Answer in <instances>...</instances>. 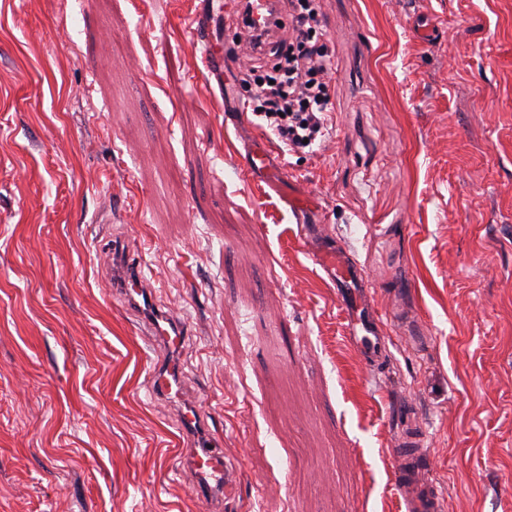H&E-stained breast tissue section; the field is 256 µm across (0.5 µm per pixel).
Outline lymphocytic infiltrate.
Here are the masks:
<instances>
[{
  "mask_svg": "<svg viewBox=\"0 0 512 512\" xmlns=\"http://www.w3.org/2000/svg\"><path fill=\"white\" fill-rule=\"evenodd\" d=\"M292 35L287 44L266 43L250 57L249 72L267 67L274 58L287 55V90L269 83L255 85V112L285 146L316 144L329 134L332 111L328 78L333 60L322 41L320 0H285Z\"/></svg>",
  "mask_w": 512,
  "mask_h": 512,
  "instance_id": "1",
  "label": "lymphocytic infiltrate"
}]
</instances>
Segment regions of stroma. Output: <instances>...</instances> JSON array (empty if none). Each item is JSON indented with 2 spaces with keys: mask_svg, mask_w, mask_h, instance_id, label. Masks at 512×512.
Masks as SVG:
<instances>
[{
  "mask_svg": "<svg viewBox=\"0 0 512 512\" xmlns=\"http://www.w3.org/2000/svg\"><path fill=\"white\" fill-rule=\"evenodd\" d=\"M199 6L0 0V512H204L99 264L116 245L193 332L224 512H399L400 404L446 512H512V0H323L332 129L291 151L225 126L251 92L234 62L210 87ZM260 139L368 281L387 373L240 171Z\"/></svg>",
  "mask_w": 512,
  "mask_h": 512,
  "instance_id": "35a3bbf8",
  "label": "stroma"
}]
</instances>
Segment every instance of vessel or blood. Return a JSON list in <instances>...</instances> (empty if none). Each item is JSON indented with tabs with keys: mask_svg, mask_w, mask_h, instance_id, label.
Here are the masks:
<instances>
[{
	"mask_svg": "<svg viewBox=\"0 0 512 512\" xmlns=\"http://www.w3.org/2000/svg\"><path fill=\"white\" fill-rule=\"evenodd\" d=\"M280 20L277 0H246L241 11L243 28L269 40L285 39ZM215 24L213 10L201 11L194 15L190 31L205 48L208 76L220 84L224 81V48L213 39ZM243 171L246 176L263 182L276 180L283 174L282 168L273 166L270 150L262 141L247 151ZM310 202L308 193L298 189L289 191L288 209L295 223L312 222ZM308 250L336 290L347 321L349 343L368 364H376L386 348L385 320L371 299L361 271L342 245L314 243ZM120 286L129 302L140 298L151 302L156 299L154 288L139 272L127 271ZM142 332L152 337L157 346L154 358L146 367L150 391L177 407L185 468L196 495L207 512H223L224 493L229 484L236 482L238 474L224 460L222 437L207 429L205 415L197 407L195 398L189 396L182 377L167 360L168 355L181 351L188 330L181 321L158 311L143 323ZM393 455L394 485L405 512H443L444 496L437 482L430 477L431 467L421 447L419 430L410 429L401 448L395 449Z\"/></svg>",
	"mask_w": 512,
	"mask_h": 512,
	"instance_id": "1",
	"label": "vessel or blood"
}]
</instances>
